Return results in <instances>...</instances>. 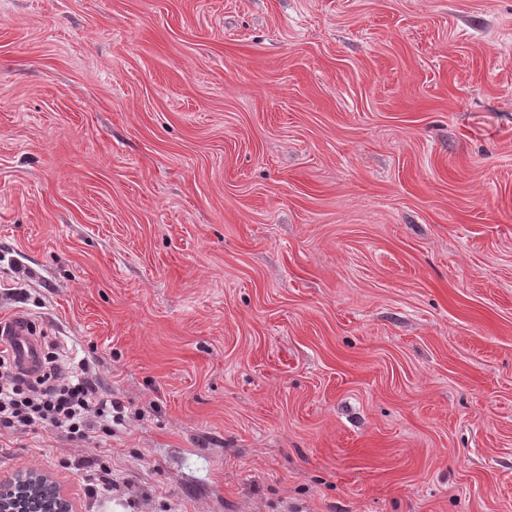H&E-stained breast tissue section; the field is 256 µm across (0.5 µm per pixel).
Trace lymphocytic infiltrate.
Wrapping results in <instances>:
<instances>
[{"label":"lymphocytic infiltrate","mask_w":512,"mask_h":512,"mask_svg":"<svg viewBox=\"0 0 512 512\" xmlns=\"http://www.w3.org/2000/svg\"><path fill=\"white\" fill-rule=\"evenodd\" d=\"M48 371L34 376L18 369L0 349V428H52L75 441L89 438L91 427L112 432V396L103 391L86 361L55 365L46 355Z\"/></svg>","instance_id":"lymphocytic-infiltrate-1"}]
</instances>
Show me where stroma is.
<instances>
[{"instance_id": "1", "label": "stroma", "mask_w": 512, "mask_h": 512, "mask_svg": "<svg viewBox=\"0 0 512 512\" xmlns=\"http://www.w3.org/2000/svg\"><path fill=\"white\" fill-rule=\"evenodd\" d=\"M18 311L74 512H512V0H0ZM31 318L22 311L0 319V429L52 428L73 441L90 437L94 419L105 435L112 433V396L103 391L89 364L72 360L66 371L56 367L53 353L45 356L51 364L42 375V343L34 336ZM24 371V372H23ZM27 372V373H25ZM88 488L91 495H111L112 488L115 483H112V471L109 466L101 463L99 469L94 473L88 474Z\"/></svg>"}]
</instances>
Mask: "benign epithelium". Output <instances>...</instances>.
Returning <instances> with one entry per match:
<instances>
[{
  "label": "benign epithelium",
  "instance_id": "7a95c632",
  "mask_svg": "<svg viewBox=\"0 0 512 512\" xmlns=\"http://www.w3.org/2000/svg\"><path fill=\"white\" fill-rule=\"evenodd\" d=\"M0 512H72L57 486L36 470L0 482Z\"/></svg>",
  "mask_w": 512,
  "mask_h": 512
}]
</instances>
